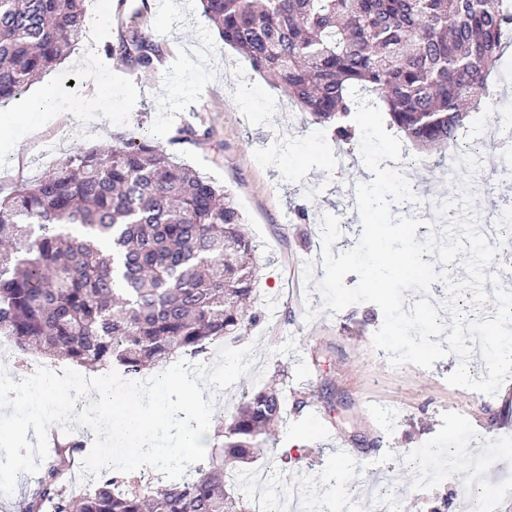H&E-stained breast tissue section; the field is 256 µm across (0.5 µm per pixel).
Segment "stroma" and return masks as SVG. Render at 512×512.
<instances>
[{"label": "stroma", "instance_id": "1", "mask_svg": "<svg viewBox=\"0 0 512 512\" xmlns=\"http://www.w3.org/2000/svg\"><path fill=\"white\" fill-rule=\"evenodd\" d=\"M110 29H83L69 53L30 85L33 97L54 84L64 108L59 119L16 126L0 140V196L46 172L51 146L59 158L74 147H112L159 138L173 161L192 167L224 189L241 211L258 246L259 282L255 312L260 318L245 342L254 345L262 382L281 383L283 421L275 435V457L287 458L272 478L277 496L301 494L304 512H321L331 500L358 501L361 512L375 508V493L386 490L407 512H475L480 492H494L512 477V377L496 395L449 386L459 360L450 355L431 369L390 367L372 337L383 315L372 303L342 311L322 310L317 283L324 276L320 221L329 213L341 224L357 223L345 188L368 182L359 145L341 161L319 125L306 120L279 86L252 71L247 58L225 47L203 15L199 0H107ZM151 35L162 53L149 71L113 57L111 70L77 65L93 49L117 42L131 28ZM109 113L103 125L79 130L77 116ZM191 123L210 136L198 143L171 140ZM478 140L475 172L484 209L479 221L512 202V178L501 173L497 113L473 116ZM319 310L306 321L307 307ZM310 405L296 412L294 403ZM469 440L494 461L481 490H473L465 468L451 482L421 495L418 468L408 456L425 451L446 455L455 438ZM301 440L297 449L288 442Z\"/></svg>", "mask_w": 512, "mask_h": 512}]
</instances>
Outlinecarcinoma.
<instances>
[{
	"label": "carcinoma",
	"mask_w": 512,
	"mask_h": 512,
	"mask_svg": "<svg viewBox=\"0 0 512 512\" xmlns=\"http://www.w3.org/2000/svg\"><path fill=\"white\" fill-rule=\"evenodd\" d=\"M224 45L246 55L288 100L355 136V89L417 148L468 152L466 113L497 101L492 76L512 32L509 0H199ZM85 0H0V105L55 66L82 31ZM138 69L159 58L139 30L107 47ZM221 189L150 141L79 147L55 171L0 200V335L53 365L147 376L237 343L259 319L256 245ZM281 392L244 394L196 477L124 488L103 471L67 490L65 453L47 463L20 512H256L241 491L268 452Z\"/></svg>",
	"instance_id": "obj_1"
}]
</instances>
